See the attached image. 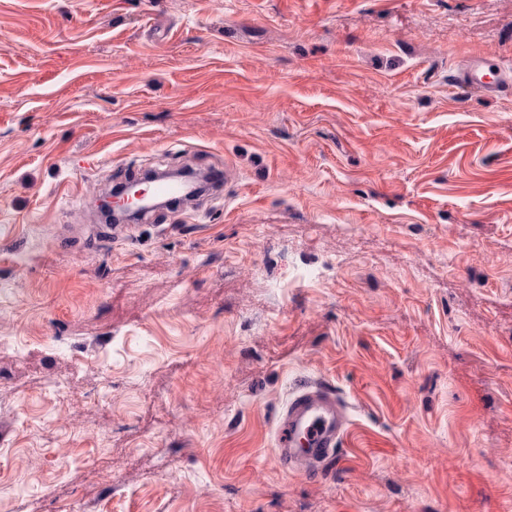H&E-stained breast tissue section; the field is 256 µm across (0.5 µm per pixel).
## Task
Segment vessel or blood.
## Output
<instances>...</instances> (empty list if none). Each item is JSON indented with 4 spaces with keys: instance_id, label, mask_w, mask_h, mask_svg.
<instances>
[{
    "instance_id": "vessel-or-blood-1",
    "label": "vessel or blood",
    "mask_w": 512,
    "mask_h": 512,
    "mask_svg": "<svg viewBox=\"0 0 512 512\" xmlns=\"http://www.w3.org/2000/svg\"><path fill=\"white\" fill-rule=\"evenodd\" d=\"M458 82L481 93H495L502 80H488L479 60L469 61ZM347 417L336 393L328 387L306 388L289 402L281 419L277 458L283 467L318 473L334 459L347 430Z\"/></svg>"
}]
</instances>
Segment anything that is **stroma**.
<instances>
[{"label": "stroma", "instance_id": "stroma-1", "mask_svg": "<svg viewBox=\"0 0 512 512\" xmlns=\"http://www.w3.org/2000/svg\"><path fill=\"white\" fill-rule=\"evenodd\" d=\"M512 0H0V512H512ZM227 169L101 234L148 169ZM337 459H276L299 386ZM458 82L460 85L481 93H496L504 86L499 76L495 80H487L482 64L476 59L470 60L460 71ZM347 425L336 392L326 386L302 389L281 419L280 448H276L279 462L307 475L319 473L336 456Z\"/></svg>", "mask_w": 512, "mask_h": 512}]
</instances>
